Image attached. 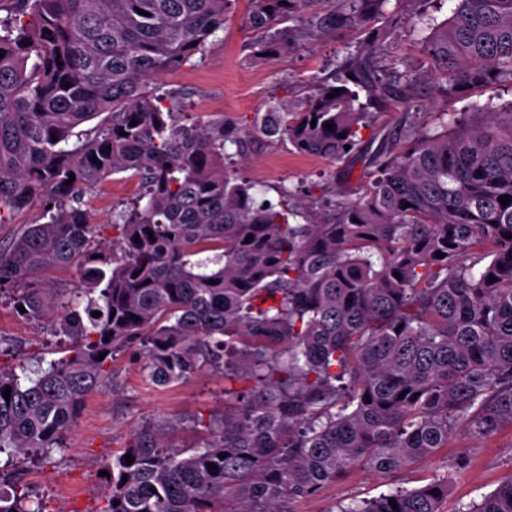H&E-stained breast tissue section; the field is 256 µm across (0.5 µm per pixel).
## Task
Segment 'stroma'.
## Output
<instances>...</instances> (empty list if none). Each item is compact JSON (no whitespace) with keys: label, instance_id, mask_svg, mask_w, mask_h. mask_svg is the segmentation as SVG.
<instances>
[{"label":"stroma","instance_id":"1","mask_svg":"<svg viewBox=\"0 0 512 512\" xmlns=\"http://www.w3.org/2000/svg\"><path fill=\"white\" fill-rule=\"evenodd\" d=\"M249 0H237L224 28L212 37L201 62L166 74L165 88L182 93L189 118L204 122L221 116L243 123L252 113L263 111L269 98L294 102L299 95L316 89L319 78L336 66L346 50L356 49L361 37L337 31L308 39L300 50L260 63L246 59L251 34L244 25ZM412 112H468L474 104L500 106L512 100L501 87L488 85L467 96L449 97L436 85L417 87ZM237 174L255 185L259 198L278 201L277 189L294 188L296 201L313 206L323 191H352L362 176L361 166L345 164L297 152L289 143L249 140V159L239 164ZM140 191L130 173L109 177L94 192L89 204L93 223L112 221L113 208L130 202ZM0 341L15 344L12 352L0 354V364L11 366L40 358L56 359L58 345L46 324L23 319L9 301L0 300ZM142 364L132 354L117 357L112 376L90 395L66 437V448L54 452V464L40 458L17 459L20 489L43 496L51 512H96L106 483L100 471L113 451L123 448L142 425L167 418L190 422L224 411V377L217 372L197 374L180 385L152 388L142 380ZM460 463L459 476L448 491L443 512H455L462 504L480 502L483 496L512 478V428L477 440L463 434L447 447L415 463L406 474V487L428 483L441 468ZM392 480L354 470L348 477L324 487L313 498L299 504L298 512H341L351 500L378 496L393 488Z\"/></svg>","mask_w":512,"mask_h":512}]
</instances>
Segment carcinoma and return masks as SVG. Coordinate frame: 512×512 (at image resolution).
<instances>
[{
  "label": "carcinoma",
  "instance_id": "1",
  "mask_svg": "<svg viewBox=\"0 0 512 512\" xmlns=\"http://www.w3.org/2000/svg\"><path fill=\"white\" fill-rule=\"evenodd\" d=\"M249 2L251 60L330 30L364 38L339 62L343 91L274 98L243 135L181 123L179 97L153 87L203 57L235 0H8L0 18V224L41 205L0 245V295L68 338L46 367L0 369V454L52 462L123 353L155 388L224 374V414L192 422L200 442H168L177 418L141 427L104 464L96 512H297L359 467L395 478L459 432L512 427V103L403 112L387 134L355 107L362 92L405 104L425 80L512 90V0H458L440 23L410 0L429 34L419 61L389 63L388 0ZM250 134L357 157L365 180L319 215L284 185L259 201L227 167ZM129 171L143 192L91 223L85 195ZM57 268L76 285L42 278ZM456 471L343 512H443ZM5 481L0 512H49ZM457 512H512V480Z\"/></svg>",
  "mask_w": 512,
  "mask_h": 512
}]
</instances>
